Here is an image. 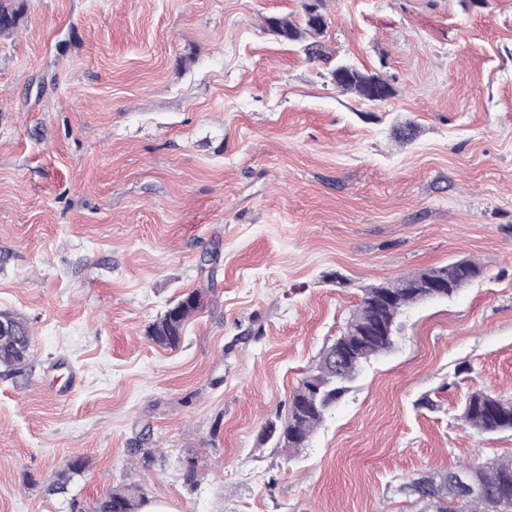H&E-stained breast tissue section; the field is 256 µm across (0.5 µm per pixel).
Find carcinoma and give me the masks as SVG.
<instances>
[{
  "label": "carcinoma",
  "instance_id": "1",
  "mask_svg": "<svg viewBox=\"0 0 512 512\" xmlns=\"http://www.w3.org/2000/svg\"><path fill=\"white\" fill-rule=\"evenodd\" d=\"M316 0L313 11H305V28H299L286 17H267L265 24L281 38L296 41L324 32L326 16ZM21 7L0 0V34L16 28ZM376 86L390 87L382 75L356 70L345 75L340 89L363 100H370ZM481 274V267L467 259L411 272L394 281L372 284L362 289V297L352 310L347 325H372L391 320L401 326V316L409 308L426 301L415 284L428 280L448 283V296H453ZM205 293L194 289L169 307L152 325L148 338L155 344L176 349L182 343L187 322L203 307ZM33 336L28 322L18 314L0 311V365L19 367L26 364ZM393 345L388 336L341 335L319 354L315 367L300 380L294 390L288 414L282 422L270 421L264 428L265 439L274 438L287 453L308 447L313 434L321 426L327 412L348 391V383L360 371V362L377 356ZM463 425L478 434L512 431V398L484 391L468 395L461 414ZM83 460L75 457L54 473L50 490L63 493L71 475L81 470ZM460 473L470 474L482 487L479 497L468 495L455 487L453 480ZM405 487L432 508V512H504L512 507V457L488 459L482 463H465L439 474L422 473L409 478ZM146 496L141 488L120 484L98 499L90 512H140Z\"/></svg>",
  "mask_w": 512,
  "mask_h": 512
}]
</instances>
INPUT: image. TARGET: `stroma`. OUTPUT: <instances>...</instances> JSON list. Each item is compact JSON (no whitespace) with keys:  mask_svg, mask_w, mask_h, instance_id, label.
<instances>
[{"mask_svg":"<svg viewBox=\"0 0 512 512\" xmlns=\"http://www.w3.org/2000/svg\"><path fill=\"white\" fill-rule=\"evenodd\" d=\"M305 2L24 0L0 36V309L35 337L0 366V512L122 483L175 512H430L410 476L512 456L459 419L512 397V0H323L321 59L264 23ZM462 259L481 275L408 310L307 448L262 440L364 286ZM376 86L387 87L390 90L391 96L394 94L392 86L382 75L377 73L368 74L357 68L352 74L345 75L340 81L338 88L343 92L354 94L360 99L372 102L373 100L370 99V93ZM204 296V291L199 288L185 294L149 326L148 338L163 348H178L187 322L201 311Z\"/></svg>","mask_w":512,"mask_h":512,"instance_id":"obj_1","label":"stroma"}]
</instances>
